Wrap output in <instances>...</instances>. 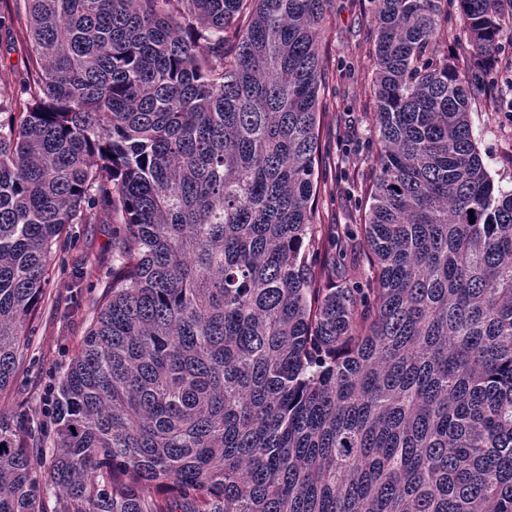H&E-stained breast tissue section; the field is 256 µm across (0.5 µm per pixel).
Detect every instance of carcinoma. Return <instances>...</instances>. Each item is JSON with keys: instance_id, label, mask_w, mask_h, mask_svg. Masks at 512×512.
I'll list each match as a JSON object with an SVG mask.
<instances>
[{"instance_id": "obj_1", "label": "carcinoma", "mask_w": 512, "mask_h": 512, "mask_svg": "<svg viewBox=\"0 0 512 512\" xmlns=\"http://www.w3.org/2000/svg\"><path fill=\"white\" fill-rule=\"evenodd\" d=\"M24 2L0 391L67 227L124 224L53 428L0 421V512H512V191L471 122L512 7L370 0L377 168L340 231L313 207L331 0Z\"/></svg>"}]
</instances>
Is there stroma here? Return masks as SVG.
Masks as SVG:
<instances>
[{
	"mask_svg": "<svg viewBox=\"0 0 512 512\" xmlns=\"http://www.w3.org/2000/svg\"><path fill=\"white\" fill-rule=\"evenodd\" d=\"M369 0H333L321 37L330 92L322 117L324 194L316 224H359L364 188L377 159L370 138L375 122L369 80L372 33ZM29 46L20 22L0 25V81L19 91L26 74ZM472 132L483 162L503 191H512V112L502 111L498 94L473 100ZM120 214L96 224H74L55 255L42 309L32 325L29 346L14 384L0 391V416L10 420L25 412L47 420L51 399L71 359L79 351L98 309L112 268V236Z\"/></svg>",
	"mask_w": 512,
	"mask_h": 512,
	"instance_id": "1",
	"label": "stroma"
}]
</instances>
